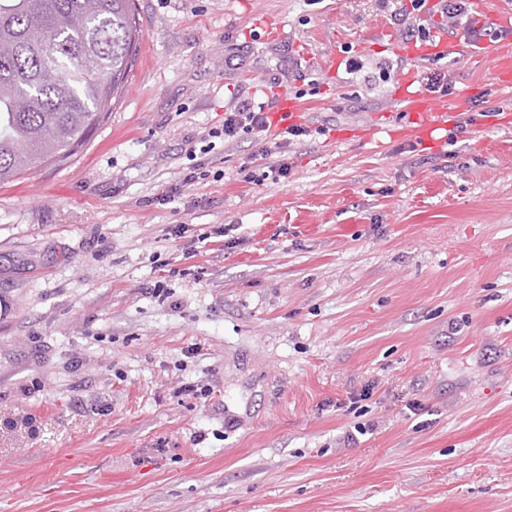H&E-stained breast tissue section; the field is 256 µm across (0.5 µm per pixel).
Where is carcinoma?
I'll return each mask as SVG.
<instances>
[{
    "label": "carcinoma",
    "instance_id": "cac0c4a2",
    "mask_svg": "<svg viewBox=\"0 0 512 512\" xmlns=\"http://www.w3.org/2000/svg\"><path fill=\"white\" fill-rule=\"evenodd\" d=\"M140 33L133 0H0V182L76 155L125 86Z\"/></svg>",
    "mask_w": 512,
    "mask_h": 512
}]
</instances>
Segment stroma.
I'll return each mask as SVG.
<instances>
[{"label": "stroma", "instance_id": "obj_1", "mask_svg": "<svg viewBox=\"0 0 512 512\" xmlns=\"http://www.w3.org/2000/svg\"><path fill=\"white\" fill-rule=\"evenodd\" d=\"M135 7L107 121L0 184V512H512L493 61L407 59L386 0ZM387 65L453 106L435 142L382 132ZM283 94L312 130L286 179L246 176L251 137L207 149Z\"/></svg>", "mask_w": 512, "mask_h": 512}]
</instances>
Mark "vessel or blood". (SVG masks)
Listing matches in <instances>:
<instances>
[{
	"mask_svg": "<svg viewBox=\"0 0 512 512\" xmlns=\"http://www.w3.org/2000/svg\"><path fill=\"white\" fill-rule=\"evenodd\" d=\"M448 36L446 33L431 31L427 43L409 46L405 55L410 59H418L434 54L447 52ZM479 57H491L496 61L493 78L496 84L512 87V47L501 42H488L482 45ZM398 109L407 117L405 126L398 128V135L416 134L422 140H430L433 133L448 124L447 106L435 105L422 96L414 86L412 75H403L394 90Z\"/></svg>",
	"mask_w": 512,
	"mask_h": 512,
	"instance_id": "vessel-or-blood-1",
	"label": "vessel or blood"
}]
</instances>
